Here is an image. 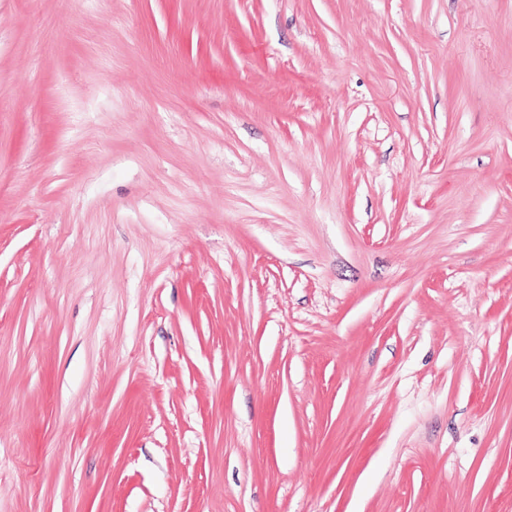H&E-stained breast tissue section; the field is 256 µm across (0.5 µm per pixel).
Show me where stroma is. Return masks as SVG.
Wrapping results in <instances>:
<instances>
[{
  "label": "stroma",
  "mask_w": 512,
  "mask_h": 512,
  "mask_svg": "<svg viewBox=\"0 0 512 512\" xmlns=\"http://www.w3.org/2000/svg\"><path fill=\"white\" fill-rule=\"evenodd\" d=\"M0 512H512V0H0Z\"/></svg>",
  "instance_id": "35a3bbf8"
}]
</instances>
